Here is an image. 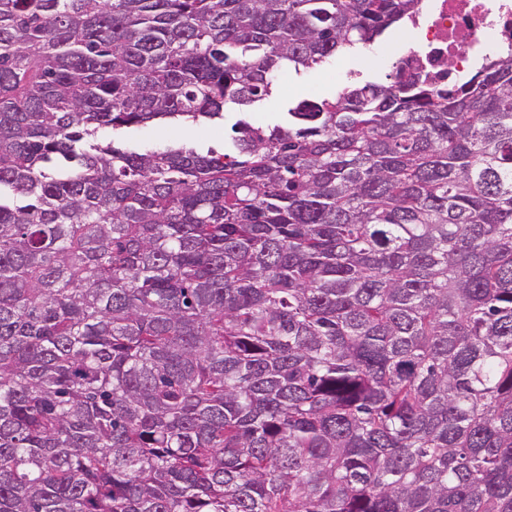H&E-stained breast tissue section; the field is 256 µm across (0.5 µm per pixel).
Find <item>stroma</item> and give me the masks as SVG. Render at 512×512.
I'll use <instances>...</instances> for the list:
<instances>
[{"mask_svg": "<svg viewBox=\"0 0 512 512\" xmlns=\"http://www.w3.org/2000/svg\"><path fill=\"white\" fill-rule=\"evenodd\" d=\"M379 45L361 48L354 53L330 59L314 70L295 73L284 71L280 82L270 97L250 106L230 107L224 125L215 130H204L193 125L159 126L143 125L124 132L104 129V141L115 142L122 148L142 152L164 146L183 143L196 147L199 151L208 149L223 150L232 142V125L246 117L252 122L267 126L282 123L283 114L289 102L300 99H332L346 86L355 82H387L392 74L394 59L377 60Z\"/></svg>", "mask_w": 512, "mask_h": 512, "instance_id": "1", "label": "stroma"}]
</instances>
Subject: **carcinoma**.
<instances>
[{
	"mask_svg": "<svg viewBox=\"0 0 512 512\" xmlns=\"http://www.w3.org/2000/svg\"><path fill=\"white\" fill-rule=\"evenodd\" d=\"M422 0H0V512H512V48L224 124Z\"/></svg>",
	"mask_w": 512,
	"mask_h": 512,
	"instance_id": "1",
	"label": "carcinoma"
}]
</instances>
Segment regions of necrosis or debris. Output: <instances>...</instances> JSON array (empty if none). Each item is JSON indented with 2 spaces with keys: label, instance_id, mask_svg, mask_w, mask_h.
I'll return each instance as SVG.
<instances>
[{
  "label": "necrosis or debris",
  "instance_id": "necrosis-or-debris-1",
  "mask_svg": "<svg viewBox=\"0 0 512 512\" xmlns=\"http://www.w3.org/2000/svg\"><path fill=\"white\" fill-rule=\"evenodd\" d=\"M511 45L512 0H427L408 36H396L384 54L439 81L463 77L488 47Z\"/></svg>",
  "mask_w": 512,
  "mask_h": 512
}]
</instances>
